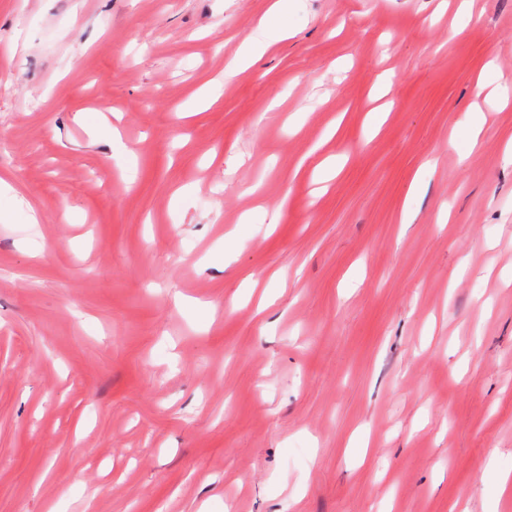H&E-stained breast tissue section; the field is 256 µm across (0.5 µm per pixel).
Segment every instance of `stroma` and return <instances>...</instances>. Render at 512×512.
<instances>
[{"instance_id":"35a3bbf8","label":"stroma","mask_w":512,"mask_h":512,"mask_svg":"<svg viewBox=\"0 0 512 512\" xmlns=\"http://www.w3.org/2000/svg\"><path fill=\"white\" fill-rule=\"evenodd\" d=\"M272 2L0 0V512L512 471V0H285L276 41Z\"/></svg>"}]
</instances>
